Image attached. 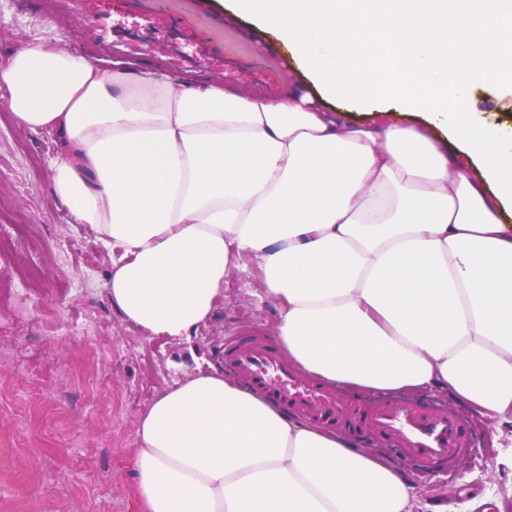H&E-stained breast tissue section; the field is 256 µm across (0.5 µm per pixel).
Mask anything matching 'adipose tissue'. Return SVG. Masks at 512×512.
Instances as JSON below:
<instances>
[{"label":"adipose tissue","mask_w":512,"mask_h":512,"mask_svg":"<svg viewBox=\"0 0 512 512\" xmlns=\"http://www.w3.org/2000/svg\"><path fill=\"white\" fill-rule=\"evenodd\" d=\"M231 11L274 31L325 95L386 101L383 120L351 127L293 90L179 87L46 45L0 68L17 122L55 138V198L112 256V306L149 338L183 339L248 271L302 372L356 391L438 386L512 424V124L467 110L478 86L512 88V0ZM137 437L147 512H411L379 452L215 368L158 390Z\"/></svg>","instance_id":"obj_1"}]
</instances>
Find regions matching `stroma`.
I'll use <instances>...</instances> for the list:
<instances>
[{"label": "stroma", "instance_id": "35a3bbf8", "mask_svg": "<svg viewBox=\"0 0 512 512\" xmlns=\"http://www.w3.org/2000/svg\"><path fill=\"white\" fill-rule=\"evenodd\" d=\"M228 0H93L106 18L81 20L83 0H0V67L22 45L76 51L104 70L119 59L156 67L172 80L220 79L275 95L309 87L288 48L230 18ZM469 111L512 117V92L477 88ZM54 139L23 128L0 87V512H144L135 491L137 422L156 387L223 367L226 338L276 333L273 303L246 272H233L229 298L197 333L169 342L129 328L105 292L109 252L51 193ZM424 400L469 417L483 467L471 457L427 474L396 461L413 512H482L512 489L496 465L493 425L434 388Z\"/></svg>", "mask_w": 512, "mask_h": 512}]
</instances>
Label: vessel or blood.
I'll list each match as a JSON object with an SVG mask.
<instances>
[{
    "instance_id": "vessel-or-blood-1",
    "label": "vessel or blood",
    "mask_w": 512,
    "mask_h": 512,
    "mask_svg": "<svg viewBox=\"0 0 512 512\" xmlns=\"http://www.w3.org/2000/svg\"><path fill=\"white\" fill-rule=\"evenodd\" d=\"M224 360L282 410L345 433L361 446L385 443L425 472L452 469L473 447L472 428L458 414L410 400H357L298 374L276 341L262 332L226 341Z\"/></svg>"
}]
</instances>
